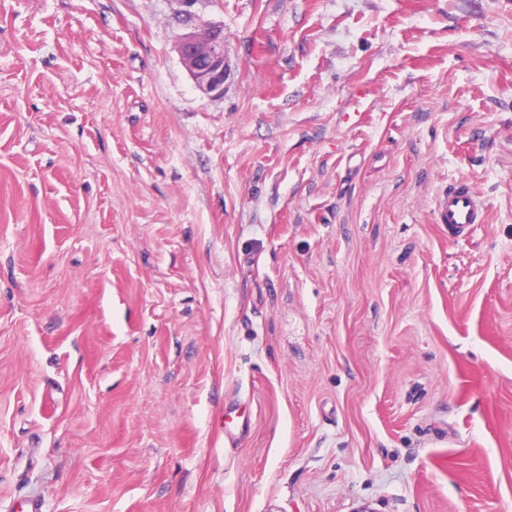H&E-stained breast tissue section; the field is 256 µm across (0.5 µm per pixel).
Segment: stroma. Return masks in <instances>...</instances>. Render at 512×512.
<instances>
[{
	"label": "stroma",
	"instance_id": "obj_1",
	"mask_svg": "<svg viewBox=\"0 0 512 512\" xmlns=\"http://www.w3.org/2000/svg\"><path fill=\"white\" fill-rule=\"evenodd\" d=\"M30 494L512 512V0H0V512ZM191 31L179 36L175 51L196 85L215 97L224 93V77L228 62L224 55V34L211 23L195 18ZM442 224H448L451 233H463L471 224H478L484 214L477 196L468 188H450L439 200Z\"/></svg>",
	"mask_w": 512,
	"mask_h": 512
}]
</instances>
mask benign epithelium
<instances>
[{"label": "benign epithelium", "instance_id": "7a95c632", "mask_svg": "<svg viewBox=\"0 0 512 512\" xmlns=\"http://www.w3.org/2000/svg\"><path fill=\"white\" fill-rule=\"evenodd\" d=\"M175 51L203 92L215 97L224 94L228 62L224 55V34L221 29L196 18L191 31L177 39Z\"/></svg>", "mask_w": 512, "mask_h": 512}]
</instances>
